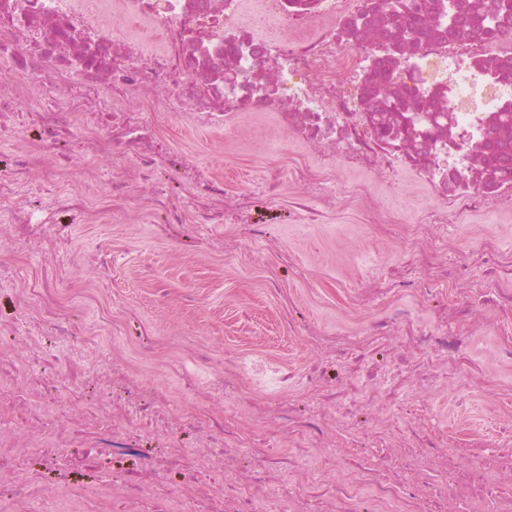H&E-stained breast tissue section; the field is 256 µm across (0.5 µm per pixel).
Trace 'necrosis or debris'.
Returning a JSON list of instances; mask_svg holds the SVG:
<instances>
[{
    "instance_id": "obj_1",
    "label": "necrosis or debris",
    "mask_w": 512,
    "mask_h": 512,
    "mask_svg": "<svg viewBox=\"0 0 512 512\" xmlns=\"http://www.w3.org/2000/svg\"><path fill=\"white\" fill-rule=\"evenodd\" d=\"M0 0V64L13 79L0 80V141L17 143L0 179V247L16 257L67 249L77 224H94L113 207L136 197L140 216L169 211L170 226L250 224L255 196L235 190L164 133L187 120L216 133H233L244 112L275 113L284 141L309 147L320 167L360 168L386 174L405 161L433 200L417 223L406 225L404 251L410 273L374 278L369 294H416L433 306L432 325L405 312L352 333L315 332L312 344L332 350L346 380L363 372L369 353L386 359L366 383L380 393L367 433L376 463L344 471V450L323 449L321 426L337 434L357 429L358 397L326 398L311 417L289 416V447L314 448V461L289 457L280 466L250 435L218 441L201 431L195 447H182L185 426L172 401L152 409L168 436L163 455H143L130 438L137 421L134 399L116 410L88 415L86 433L108 459L137 457L145 472L131 495V512H512V421L497 437L468 434L440 452L433 414L421 408L407 423L404 386L428 391L449 372L468 385L496 386L469 359L470 339L495 329L500 362L512 363V329L492 327L480 308L512 315V257L496 239L465 259L448 263V231L467 213L512 208V172L496 173L498 145L512 151V37L494 42L448 35L446 0ZM424 33L405 43L412 17ZM50 149L49 157L38 148ZM112 182L97 190L100 158ZM189 173L178 198L154 195L155 172ZM486 276L470 281L471 268ZM69 264L14 290L8 322L21 343L34 344L46 328L63 330L60 292ZM453 287L448 303L435 301V285ZM209 459L210 473L198 463ZM252 460L247 479L237 477ZM179 468L189 482L178 493L169 474ZM17 476L21 512H55L37 490L45 479L65 483L68 467L52 451L34 464L14 449L0 472ZM336 481H328V474Z\"/></svg>"
}]
</instances>
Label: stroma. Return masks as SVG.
Instances as JSON below:
<instances>
[{"label":"stroma","instance_id":"obj_1","mask_svg":"<svg viewBox=\"0 0 512 512\" xmlns=\"http://www.w3.org/2000/svg\"><path fill=\"white\" fill-rule=\"evenodd\" d=\"M166 134L195 165L258 193L264 234L252 237L245 224H216L163 236L155 225L137 222L131 202L100 223L75 225L72 248L82 257L64 292L70 337L77 346L94 337L101 351L134 371L142 403L167 396L220 431L226 403L236 402L237 427L287 456L283 421L264 407L280 399L293 413L309 410L320 385L307 379L306 368L321 355L307 340L311 328L356 330L398 309L415 322H432L431 309L414 297L366 292L371 279L402 263V227L431 199L419 185L388 174L373 179L370 197L359 196L358 186L370 180L366 173L325 172L298 144L270 149L278 132L268 115L245 118L222 139L187 121L170 124ZM272 167L281 170V183L276 198L266 200L260 192ZM312 181L335 187L334 208L310 192ZM299 197L311 210L325 211V219L309 222L291 210ZM489 237L512 254V212L465 217L453 232L450 258ZM36 352L44 356V378L82 371L66 361L55 333L40 336L33 350L0 332V358L16 366L0 374V386L20 389L19 368ZM126 388L119 378L107 387L87 383L82 401L67 408L71 424H83L91 409L119 404ZM459 394L457 417L473 430L494 432L501 417L512 415V398L484 388Z\"/></svg>","mask_w":512,"mask_h":512}]
</instances>
